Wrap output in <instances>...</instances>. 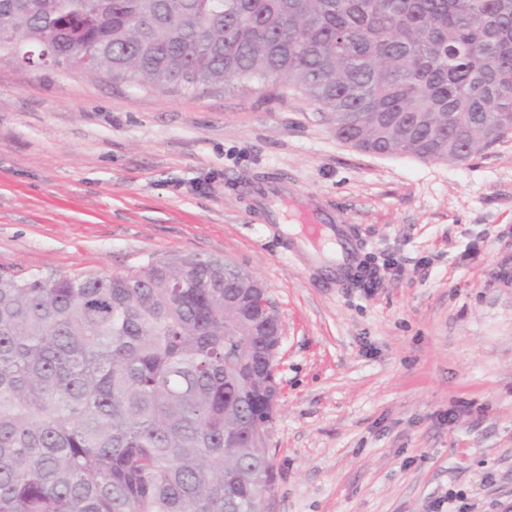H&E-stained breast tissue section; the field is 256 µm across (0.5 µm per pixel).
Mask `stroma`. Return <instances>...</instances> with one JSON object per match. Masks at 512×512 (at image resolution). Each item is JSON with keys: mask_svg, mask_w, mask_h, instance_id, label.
Here are the masks:
<instances>
[{"mask_svg": "<svg viewBox=\"0 0 512 512\" xmlns=\"http://www.w3.org/2000/svg\"><path fill=\"white\" fill-rule=\"evenodd\" d=\"M260 188L342 212L371 287L285 253ZM187 254L250 272L282 323L267 512L512 502V134L464 163L373 155L281 84L158 94L0 54V272Z\"/></svg>", "mask_w": 512, "mask_h": 512, "instance_id": "35a3bbf8", "label": "stroma"}]
</instances>
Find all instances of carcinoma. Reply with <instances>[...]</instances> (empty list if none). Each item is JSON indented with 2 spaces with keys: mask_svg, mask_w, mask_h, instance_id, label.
<instances>
[{
  "mask_svg": "<svg viewBox=\"0 0 512 512\" xmlns=\"http://www.w3.org/2000/svg\"><path fill=\"white\" fill-rule=\"evenodd\" d=\"M165 92L281 83L379 155L463 163L512 131V0H0V44ZM185 255L0 272V512H266L253 275Z\"/></svg>",
  "mask_w": 512,
  "mask_h": 512,
  "instance_id": "obj_1",
  "label": "carcinoma"
}]
</instances>
